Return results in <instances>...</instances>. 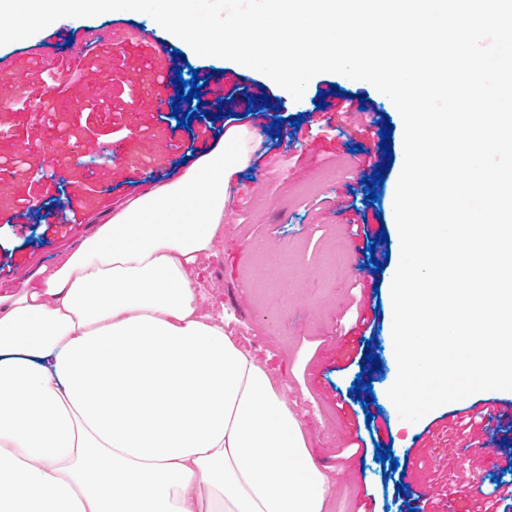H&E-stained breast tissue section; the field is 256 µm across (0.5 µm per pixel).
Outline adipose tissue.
<instances>
[{"label": "adipose tissue", "mask_w": 512, "mask_h": 512, "mask_svg": "<svg viewBox=\"0 0 512 512\" xmlns=\"http://www.w3.org/2000/svg\"><path fill=\"white\" fill-rule=\"evenodd\" d=\"M250 139L0 295V512H324L301 422L193 277Z\"/></svg>", "instance_id": "adipose-tissue-1"}]
</instances>
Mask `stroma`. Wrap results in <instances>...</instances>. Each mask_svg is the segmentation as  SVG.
<instances>
[{
	"instance_id": "1",
	"label": "stroma",
	"mask_w": 512,
	"mask_h": 512,
	"mask_svg": "<svg viewBox=\"0 0 512 512\" xmlns=\"http://www.w3.org/2000/svg\"><path fill=\"white\" fill-rule=\"evenodd\" d=\"M130 28L152 33L184 54L189 64L184 79L196 69L233 68L240 86L260 84L281 99L282 123L263 124L257 138L266 144V155L260 167L246 168L234 182L215 251L198 261L193 275L204 309L223 319L227 335L268 370L300 419L312 457L327 465V512H356L368 494L371 512H411L421 483L437 490L429 512H447L452 496L458 512H473L471 501L455 491L449 458L466 456L471 475L486 492L496 480L512 481V472L469 447L468 436L455 431V414L473 404L512 402V391L479 392L415 423L402 420L387 395L397 371L390 288L400 257L393 202L404 162L403 121L392 101L368 82L322 73L297 101L266 75L227 59L199 56L149 15L125 10L77 21L62 18L30 38L0 46V155L23 143L50 169L46 177L26 167L0 178V293L14 290L39 268L58 264L95 225L145 191L176 180L197 158L182 145L194 139L198 122L179 126L160 106L159 87H140L133 107L119 97L130 69L165 67L151 47L134 42L115 50L100 42L82 56V72L67 90L52 93L58 71L81 55L89 31L111 30L121 41ZM106 54L113 57L108 70L100 64ZM92 84L99 86L102 100L111 101L109 111L85 113ZM331 84L345 96L364 99L378 122L391 124L393 163L377 188L378 200H369L355 165L359 149L369 145L367 135L321 123L318 94ZM116 130L126 135L125 154L93 164V157L111 151L108 134ZM64 190L79 222L60 232L52 223ZM363 218L373 232H387V242L372 246L351 236L350 226ZM373 257L382 259L383 272L372 273L371 286L357 288L356 265ZM364 303L377 308L383 370L374 374L371 391L358 394L353 384L364 359L359 350L345 349L351 338L345 323ZM368 409L378 411L379 434L392 445L398 468L348 452Z\"/></svg>"
}]
</instances>
